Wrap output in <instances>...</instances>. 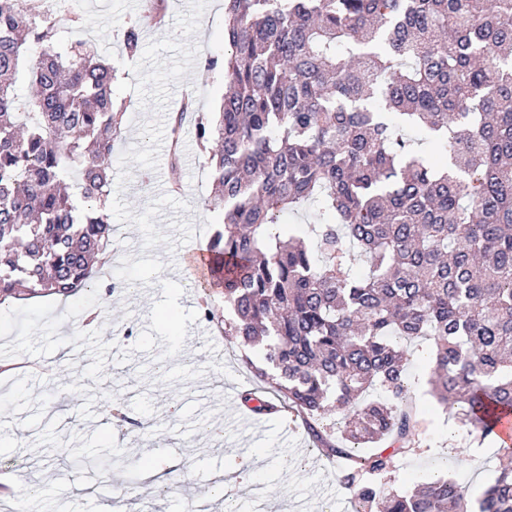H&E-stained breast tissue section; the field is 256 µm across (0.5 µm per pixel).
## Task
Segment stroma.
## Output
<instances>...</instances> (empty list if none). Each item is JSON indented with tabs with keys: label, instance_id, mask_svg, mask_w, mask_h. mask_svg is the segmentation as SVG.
I'll list each match as a JSON object with an SVG mask.
<instances>
[{
	"label": "stroma",
	"instance_id": "obj_1",
	"mask_svg": "<svg viewBox=\"0 0 512 512\" xmlns=\"http://www.w3.org/2000/svg\"><path fill=\"white\" fill-rule=\"evenodd\" d=\"M165 21L142 31L143 49L126 57L123 34L138 10L132 0H74L72 14H51L62 40L95 43L117 70L116 99L127 109L112 156L108 211L111 257L97 260L95 280L130 283L129 300L110 310L95 294L22 295L0 303V362H28L27 376L0 373V497L12 512H102L109 494L77 495L65 454L133 453L159 475L129 491L135 512H185L188 500L213 512H337L350 495L327 454L289 417H256L242 397L253 390L245 348L225 336L224 289L185 270L183 256L206 248L217 217L207 205L210 152L184 126L179 166H171L170 125L182 99L218 111L226 83L206 59L223 56L224 0H165ZM215 313L201 320L200 304ZM97 328L84 325L92 310ZM131 338H124L127 328ZM179 352H172V345ZM410 395L418 408L416 450L397 459L395 485L412 489L429 472L454 473L470 499L480 498L505 456L503 442L471 436L419 388L431 368L428 344L414 342ZM169 375L154 377L158 362ZM71 381L73 408L54 367ZM120 403L148 430L113 432L106 411Z\"/></svg>",
	"mask_w": 512,
	"mask_h": 512
}]
</instances>
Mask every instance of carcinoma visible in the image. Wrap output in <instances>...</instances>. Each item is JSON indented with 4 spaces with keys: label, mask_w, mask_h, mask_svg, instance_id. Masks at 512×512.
Returning <instances> with one entry per match:
<instances>
[{
    "label": "carcinoma",
    "mask_w": 512,
    "mask_h": 512,
    "mask_svg": "<svg viewBox=\"0 0 512 512\" xmlns=\"http://www.w3.org/2000/svg\"><path fill=\"white\" fill-rule=\"evenodd\" d=\"M218 112L195 117L224 229L209 239L224 335L301 416L353 512H512V463L468 510L446 476L385 490L416 437L408 344L429 394L485 437L484 399L512 407V0H224ZM164 0L124 31L129 57ZM34 0H0V300L69 297L112 245L100 203L126 104L91 42L53 43ZM35 90L19 112L14 76ZM196 112L185 98L171 130ZM420 129L431 149L414 148ZM316 207L307 239L283 214ZM381 390L384 400L363 398ZM346 416L337 439L323 424ZM136 485L148 461L112 458Z\"/></svg>",
    "instance_id": "cac0c4a2"
}]
</instances>
